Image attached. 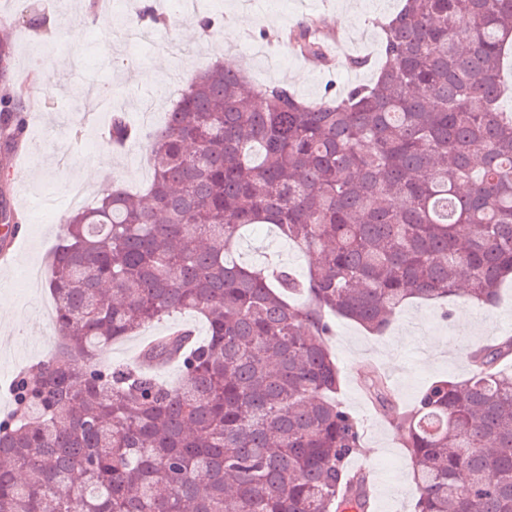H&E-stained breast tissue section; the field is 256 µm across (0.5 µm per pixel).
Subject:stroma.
I'll list each match as a JSON object with an SVG mask.
<instances>
[{
  "label": "stroma",
  "mask_w": 512,
  "mask_h": 512,
  "mask_svg": "<svg viewBox=\"0 0 512 512\" xmlns=\"http://www.w3.org/2000/svg\"><path fill=\"white\" fill-rule=\"evenodd\" d=\"M398 7L399 0H288L284 9L255 5L246 10L240 0H196L194 13L169 17L165 39L127 47L119 38L120 25H106L87 8L86 0H0V39L12 47L0 86L22 88L26 100L39 103L25 113L20 156L9 159L0 147V161L11 162L10 203L23 215L26 228L9 262L0 263V295L10 299L13 308L9 318H0V421L13 408L11 387L16 377L55 350L57 336L45 308L53 301L47 287L49 258L60 241L57 218L67 211L65 199L73 186L97 194L115 181L130 191L145 192L152 179L147 136L165 124L176 98L167 75L175 70L188 78L221 56L252 83L281 81L301 98L313 100L331 83L368 82L372 68L312 63L271 40V32L321 16L347 38L350 54L372 59L381 40L375 19ZM204 11L216 16L213 31L195 41L182 40V27L193 24L197 13ZM76 25L82 28L77 43L71 39ZM116 112L142 133L122 150L104 138ZM236 258L249 266L284 265L299 275L311 263L309 255L270 224L245 233ZM31 268L39 270V278L27 279ZM450 309L446 318L439 305L410 302L381 336L367 334L344 319L334 322L329 344L342 374L338 398L364 426L363 450L350 464L370 465L385 487L383 500L375 501L372 512H413L417 490L400 436L368 402L362 373L371 365L380 368L403 407L412 405L434 380L466 378L470 348L512 337V281L503 283L495 306L480 308L459 299ZM182 324L190 325L197 339H206L204 319L181 312L115 342L101 359L113 366L134 364L146 342Z\"/></svg>",
  "instance_id": "stroma-1"
}]
</instances>
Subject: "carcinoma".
Listing matches in <instances>:
<instances>
[{
	"mask_svg": "<svg viewBox=\"0 0 512 512\" xmlns=\"http://www.w3.org/2000/svg\"><path fill=\"white\" fill-rule=\"evenodd\" d=\"M310 20L278 38L321 57ZM374 82L316 100L213 64L148 135L142 199L119 185L64 217L49 289L59 349L15 383L0 425V512H369L348 462L363 425L338 400L328 316L384 333L411 299L482 306L512 277V114L500 109L512 0H404ZM20 89L0 90V143L23 144ZM272 224L318 257L303 277L234 259ZM169 385L100 353L174 313ZM512 337L468 352L463 380L375 409L413 464L414 512H512Z\"/></svg>",
	"mask_w": 512,
	"mask_h": 512,
	"instance_id": "carcinoma-1",
	"label": "carcinoma"
}]
</instances>
